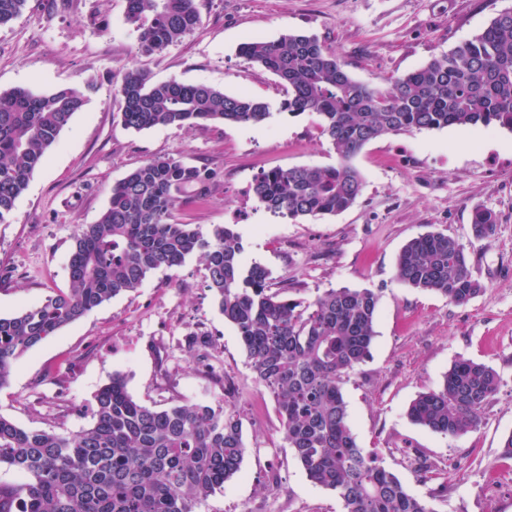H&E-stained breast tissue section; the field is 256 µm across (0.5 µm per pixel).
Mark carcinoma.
Here are the masks:
<instances>
[{
    "label": "carcinoma",
    "instance_id": "1",
    "mask_svg": "<svg viewBox=\"0 0 512 512\" xmlns=\"http://www.w3.org/2000/svg\"><path fill=\"white\" fill-rule=\"evenodd\" d=\"M27 0H0V25ZM126 20L141 30L138 52H160L201 26L195 0H127ZM241 55L276 75L288 97L281 109L319 117L336 150L329 167L277 168L263 173L254 194L291 219L335 215L364 188L353 158L370 141L448 126L512 131V8L473 38L419 69L388 79L382 89L353 78L315 35L250 39ZM94 87L48 93L16 88L0 93V224ZM123 125L135 131L202 123L258 124L270 104L228 95L204 83L153 82L128 69L117 90ZM211 172L159 157L113 187L95 224L73 234L70 288L37 306L0 317V388L13 364L103 303L139 288L159 269L199 255L224 320L236 330L256 379L275 396L284 439L307 477L336 492L344 512H433L401 480L359 447L342 391L345 378L370 354L379 294L372 288H331L306 302L269 284L260 264L243 261L241 238L222 224L204 232L170 222L177 193L204 192ZM474 236L490 240L492 211L472 214ZM400 283L465 305L482 290L465 246L440 231L411 239L395 264ZM500 383L490 366L455 362L441 387L422 393L407 410L413 424L458 437L475 430ZM93 424L76 433L27 430L0 416V466L27 478L0 486V512H195L224 489L246 452L235 406L183 403L156 409L136 401L121 374L94 395Z\"/></svg>",
    "mask_w": 512,
    "mask_h": 512
}]
</instances>
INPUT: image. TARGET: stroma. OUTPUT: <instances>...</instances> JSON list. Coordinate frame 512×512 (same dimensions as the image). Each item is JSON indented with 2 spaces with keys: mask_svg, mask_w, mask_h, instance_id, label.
<instances>
[{
  "mask_svg": "<svg viewBox=\"0 0 512 512\" xmlns=\"http://www.w3.org/2000/svg\"><path fill=\"white\" fill-rule=\"evenodd\" d=\"M201 26L162 52H137L140 32L126 0H28L0 25V93L50 92L93 84L0 224V316L69 287L76 225L96 223L113 185L133 169L173 156L214 177L205 195L179 193L176 224L231 225L245 263L265 266L273 287L314 300L330 288L380 293L371 355L343 385L360 447L376 451L408 492L433 512H512V131L451 126L389 134L353 160L365 180L348 210L320 219L268 211L253 186L276 168L328 167L338 157L315 113L280 108L279 79L239 53L250 38L316 35L355 79L382 84L480 33L512 0H195ZM132 67L155 82L206 83L268 102L256 125L126 128L116 95ZM496 215L491 241L471 217ZM440 231L463 243L481 292L456 305L395 278L410 239ZM207 334V348L190 347ZM493 367L500 385L479 427L449 438L410 422L409 404L437 389L456 361ZM123 374L139 402L235 405L246 453L238 475L196 512H344L333 491L313 484L283 439L273 395L251 370L235 329L208 287L199 256L152 272L64 327L14 365L0 388V416L28 430L76 432L92 423L97 389Z\"/></svg>",
  "mask_w": 512,
  "mask_h": 512,
  "instance_id": "obj_1",
  "label": "stroma"
}]
</instances>
